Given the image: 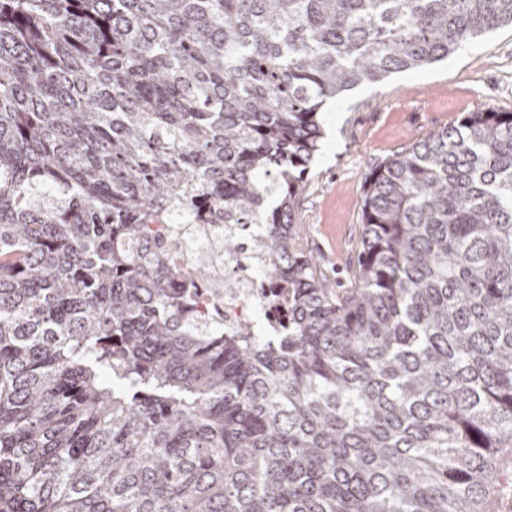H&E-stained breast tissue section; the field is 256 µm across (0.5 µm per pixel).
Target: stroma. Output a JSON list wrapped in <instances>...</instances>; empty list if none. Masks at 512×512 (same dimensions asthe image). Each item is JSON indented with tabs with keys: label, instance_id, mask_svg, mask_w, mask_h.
Here are the masks:
<instances>
[{
	"label": "stroma",
	"instance_id": "obj_1",
	"mask_svg": "<svg viewBox=\"0 0 512 512\" xmlns=\"http://www.w3.org/2000/svg\"><path fill=\"white\" fill-rule=\"evenodd\" d=\"M512 112V27L467 41L448 59L361 84L326 105L324 136L304 175L295 222L333 286L358 252L364 178L393 153L455 126L467 112Z\"/></svg>",
	"mask_w": 512,
	"mask_h": 512
}]
</instances>
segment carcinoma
Masks as SVG:
<instances>
[{
	"mask_svg": "<svg viewBox=\"0 0 512 512\" xmlns=\"http://www.w3.org/2000/svg\"><path fill=\"white\" fill-rule=\"evenodd\" d=\"M512 0H0V512H488L512 454V112L365 178L350 288L294 224L320 114ZM262 224L227 336L151 224Z\"/></svg>",
	"mask_w": 512,
	"mask_h": 512,
	"instance_id": "cac0c4a2",
	"label": "carcinoma"
}]
</instances>
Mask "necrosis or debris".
<instances>
[{
    "label": "necrosis or debris",
    "instance_id": "necrosis-or-debris-1",
    "mask_svg": "<svg viewBox=\"0 0 512 512\" xmlns=\"http://www.w3.org/2000/svg\"><path fill=\"white\" fill-rule=\"evenodd\" d=\"M153 242L167 265L185 282L196 287L198 311L223 323L225 333L256 328L274 330L288 317V291L258 276L261 261L250 256L225 255L221 245L223 225L189 224L174 229L170 224L153 227ZM206 241L213 255L207 277L198 278L191 243Z\"/></svg>",
    "mask_w": 512,
    "mask_h": 512
}]
</instances>
